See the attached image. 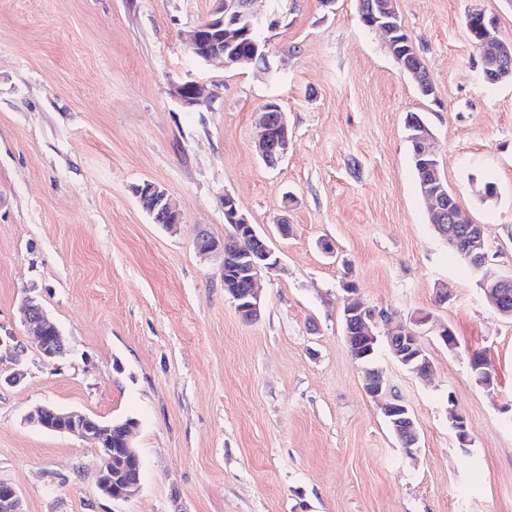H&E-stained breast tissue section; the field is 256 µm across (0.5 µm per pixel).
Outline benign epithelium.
I'll return each mask as SVG.
<instances>
[{"instance_id": "benign-epithelium-1", "label": "benign epithelium", "mask_w": 512, "mask_h": 512, "mask_svg": "<svg viewBox=\"0 0 512 512\" xmlns=\"http://www.w3.org/2000/svg\"><path fill=\"white\" fill-rule=\"evenodd\" d=\"M215 8L210 17L201 23L190 39L193 54L205 61L220 58L224 65L265 64L267 63L266 40L261 35L263 17L258 4L262 0H214ZM393 0L371 4L372 12L378 15L380 24L377 29L395 45L393 35L397 33L399 16L394 12ZM246 26V33L254 35L250 51L245 55L224 56V43H233L240 38L239 25ZM473 45L479 51L481 64L484 65V81L499 82V76L512 73V41L502 37L498 24L492 23L481 29ZM175 94L187 106H199L203 103L201 89L197 84L187 82L175 88ZM260 134L255 142V150L264 162L274 158L281 161L288 153L291 144L290 132L285 113L275 102L266 104L259 117ZM423 193L429 203V213L439 233L455 241L456 225L464 221L462 213L446 209L450 198L448 187L439 181L426 180ZM142 208L151 216L158 213L178 214L167 192L154 183H149L145 196L138 197ZM224 215L228 231L224 240L217 241L209 237L200 238L196 247L202 254L219 252L223 257V270L227 278L224 291L229 296L238 314H247L254 321L261 315L263 301L257 288V281L264 273L275 270L279 260L266 240L260 236L254 225L237 207L235 198L224 195ZM465 248L463 253L470 261L472 270L481 271L486 266L487 252L484 227L470 223L465 226ZM343 310L345 316V340L354 360L359 361L379 344L381 324L391 320L386 313L366 305L357 295L356 289L344 288ZM496 311L505 318L512 317V276H498L495 282L484 289ZM21 323L32 336L25 341L13 333L0 335V348L6 347L13 364L21 363L28 348H34L44 363H55L66 357L69 347L65 337L56 324L49 318L38 296L27 294L19 306ZM443 341L449 349L455 344L449 341L448 325L434 320L429 313H418L399 330L388 335L387 344L392 357L409 371L425 376L431 371V362L425 356L420 342V333L425 326ZM367 394L373 398L388 390V382L380 369L367 374L365 382ZM382 414L394 431L403 436L414 448L419 443V433L410 416L408 407L399 399L390 397L381 404ZM29 421L39 427L59 433L77 436L92 445L112 435V423L94 419L76 411H62L49 405L37 407ZM103 466L98 475L100 492L113 500H128L140 490V483H130L117 494H112V470L109 462L112 449H101ZM0 512H22L21 501L16 489L7 482H0Z\"/></svg>"}]
</instances>
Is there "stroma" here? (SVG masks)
Wrapping results in <instances>:
<instances>
[{
	"instance_id": "stroma-1",
	"label": "stroma",
	"mask_w": 512,
	"mask_h": 512,
	"mask_svg": "<svg viewBox=\"0 0 512 512\" xmlns=\"http://www.w3.org/2000/svg\"><path fill=\"white\" fill-rule=\"evenodd\" d=\"M395 6L430 97L356 0H265L264 68L193 55L187 34L213 0H0V330L25 336L32 288L70 348L51 365L28 349L23 380L0 387V481L23 512H512V319L449 262L405 129L407 113L424 116L490 265L512 271V83L487 88L466 30L478 7L512 39V0ZM186 82L205 87L203 105L173 96ZM270 101L292 132L274 168L254 149ZM145 181L178 205L175 230L140 206ZM228 193L280 259L252 322L224 293L221 255L195 246L223 240ZM347 281L392 325L428 312L458 339L451 351L422 331L427 381L379 350L415 455L349 353ZM476 353L493 389L473 377ZM40 404L135 418L137 495L103 496L98 448L29 424ZM382 414L387 423L394 429L396 436L400 440L403 448L404 444L400 437L403 435L404 439L409 443L408 452L411 453L412 448L417 447L419 443V433L414 425L413 419L410 416L408 407L394 396L390 395L386 401L381 404Z\"/></svg>"
}]
</instances>
